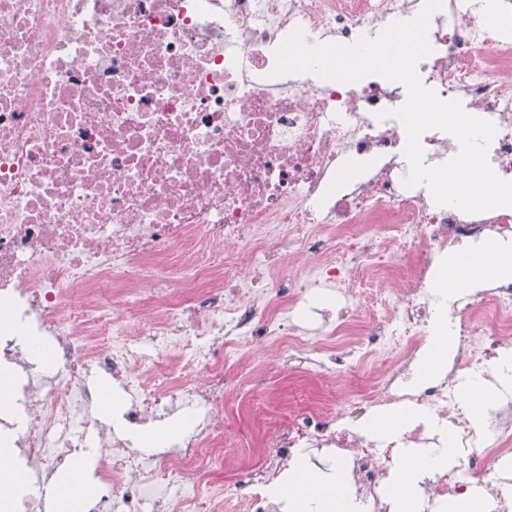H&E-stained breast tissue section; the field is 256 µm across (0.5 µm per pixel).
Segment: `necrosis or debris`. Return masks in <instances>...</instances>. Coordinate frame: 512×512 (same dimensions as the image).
I'll use <instances>...</instances> for the list:
<instances>
[{
    "mask_svg": "<svg viewBox=\"0 0 512 512\" xmlns=\"http://www.w3.org/2000/svg\"><path fill=\"white\" fill-rule=\"evenodd\" d=\"M425 2L0 0V362L18 371L0 447L20 486L81 465L90 446L94 512H222L228 486L244 512H281L289 468L330 448L363 512H390L403 449L449 437L460 469L429 496L477 488L491 512H512L498 467L512 457V384L495 371L512 351V281L451 305L449 369L409 379L436 319L424 299L436 259L489 236L512 246V211L469 214L405 185L392 81L274 72L294 31L351 45ZM427 40L421 82L495 124L488 161L512 180V31L486 26L473 0H442ZM350 164L357 178L337 181ZM329 289L342 301L323 309L314 347L290 312ZM30 336L50 346L46 374L29 371ZM258 348L350 381L242 438L254 457L226 482L224 421L267 386ZM93 371L128 396L131 431L187 399L203 420L176 452L143 457L97 417ZM465 376L501 392L485 431L459 397ZM395 408L407 414L395 438L362 431Z\"/></svg>",
    "mask_w": 512,
    "mask_h": 512,
    "instance_id": "necrosis-or-debris-1",
    "label": "necrosis or debris"
}]
</instances>
